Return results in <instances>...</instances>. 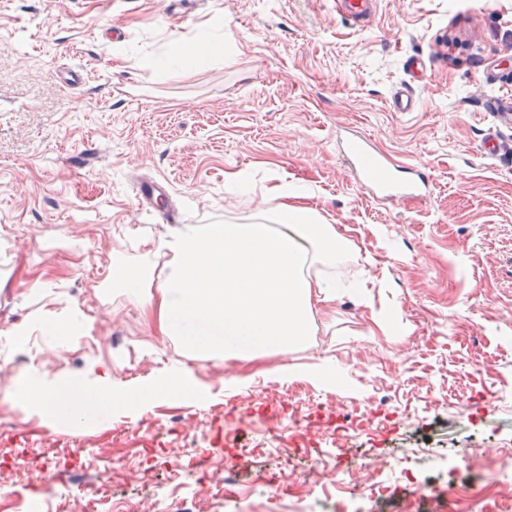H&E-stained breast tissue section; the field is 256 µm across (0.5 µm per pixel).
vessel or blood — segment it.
I'll use <instances>...</instances> for the list:
<instances>
[{
    "instance_id": "vessel-or-blood-1",
    "label": "vessel or blood",
    "mask_w": 512,
    "mask_h": 512,
    "mask_svg": "<svg viewBox=\"0 0 512 512\" xmlns=\"http://www.w3.org/2000/svg\"><path fill=\"white\" fill-rule=\"evenodd\" d=\"M344 142L347 146L345 157L354 180L375 200L393 202L430 194V177L418 166L392 163L369 140L356 134L347 135ZM168 192L167 180L151 178L140 181L136 193L138 204L141 209H150L154 197Z\"/></svg>"
}]
</instances>
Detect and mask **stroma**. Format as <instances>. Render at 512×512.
I'll use <instances>...</instances> for the list:
<instances>
[{
    "label": "stroma",
    "instance_id": "1",
    "mask_svg": "<svg viewBox=\"0 0 512 512\" xmlns=\"http://www.w3.org/2000/svg\"><path fill=\"white\" fill-rule=\"evenodd\" d=\"M204 27L224 60L160 75L142 66L173 39ZM428 60L417 106L392 95ZM82 74L67 84L62 71ZM512 99V0H378L353 20L340 0H0V334L14 322L79 304L93 324L70 348L49 337L25 346L0 337V416L15 430L0 448L46 477L92 480L108 464L113 493L136 512H225L207 487L235 466L244 512H273L267 471L310 475L332 495L339 482L390 479L382 512H448L420 493L469 489L458 512H488L480 490L512 446V128L496 103ZM358 133L394 162H421L429 199L382 203L354 182L336 133ZM496 134L495 154L484 151ZM251 173L255 191L225 182ZM164 178L167 224L142 210L135 184ZM286 179L350 239L359 258L341 279L361 294L319 304L307 347L255 360L195 358L158 335L112 288V255L155 262L141 241L179 224L244 222L279 200ZM342 368L338 384L310 379ZM108 367L127 385L188 370L196 394L143 410L94 406L75 426L15 401L29 374L77 379ZM299 377L282 379L280 368ZM311 413L309 455L288 423L267 443L263 406ZM388 419L338 451L337 417ZM82 441L85 452L70 450ZM263 446L259 456L249 448ZM194 447L202 482L157 497L168 465ZM455 466L442 467L446 458Z\"/></svg>",
    "mask_w": 512,
    "mask_h": 512
}]
</instances>
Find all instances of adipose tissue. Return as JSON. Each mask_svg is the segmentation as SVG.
I'll return each instance as SVG.
<instances>
[{"label":"adipose tissue","instance_id":"ef3b65f1","mask_svg":"<svg viewBox=\"0 0 512 512\" xmlns=\"http://www.w3.org/2000/svg\"><path fill=\"white\" fill-rule=\"evenodd\" d=\"M223 59V41L202 30L193 42L172 40L169 52L147 67L166 74ZM272 192L277 208L249 222L185 224L161 239L162 266L134 267L116 254L113 287L140 306L160 335L184 339L212 358L300 349L316 328V304L348 292L335 272L353 245L313 208L299 205V193L288 183ZM91 329V320L74 307L43 313L35 324L14 323L9 338L23 344L37 333L69 345ZM130 395L95 364L78 385L35 374L18 389L25 404L55 422L71 421L86 398L112 410L128 407Z\"/></svg>","mask_w":512,"mask_h":512}]
</instances>
